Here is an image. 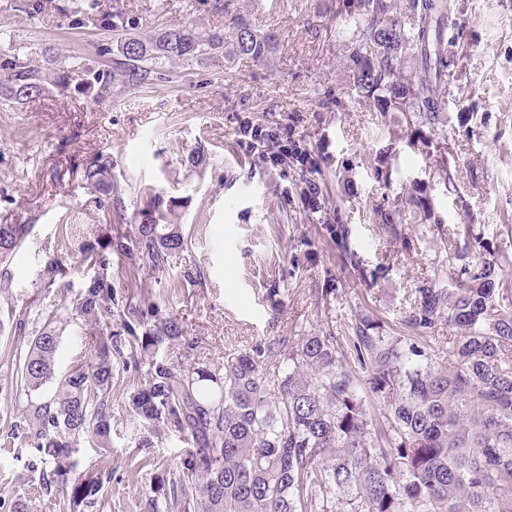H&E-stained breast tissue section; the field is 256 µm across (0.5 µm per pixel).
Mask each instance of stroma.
Wrapping results in <instances>:
<instances>
[{"label":"stroma","instance_id":"35a3bbf8","mask_svg":"<svg viewBox=\"0 0 512 512\" xmlns=\"http://www.w3.org/2000/svg\"><path fill=\"white\" fill-rule=\"evenodd\" d=\"M0 0V54L44 69V89L19 104L0 98V224H23L26 240L0 275V496L30 493L39 512H62L37 483L44 468L33 443L13 435L7 409L16 358L44 312L69 303L88 269L86 245L109 227L128 229L159 193L188 238L163 270L148 259L113 261L119 295L156 301L177 318L174 346L210 367L226 353L317 331L347 333L356 314L379 318L384 335H411L402 316L418 289L455 286L444 239L458 224L496 245L512 225V0H453L448 108L439 123L377 112L349 89L337 28L341 0H98L101 12L135 16L138 30L192 25L225 31L230 16L278 43L263 62L217 57L173 65L174 77L138 87L87 88L83 65L120 58L110 33L72 27L74 0ZM111 48L101 57L98 46ZM249 121L291 126L316 159L324 206L312 212L288 165L272 169L245 154L235 128ZM112 158L121 207L104 220L98 192L81 180L98 154ZM447 155L452 184L436 161ZM426 208L418 210L415 199ZM399 210L398 226L377 208ZM342 221L360 265L342 257L327 227ZM62 272L44 273L47 261ZM331 289L322 297V289ZM27 315L28 326L15 322ZM98 338L82 321L61 329L58 373L93 360ZM141 381L121 371L112 387V446L82 443L84 466L109 460L112 479L96 512H151L189 446L171 428L136 429L130 394Z\"/></svg>","mask_w":512,"mask_h":512}]
</instances>
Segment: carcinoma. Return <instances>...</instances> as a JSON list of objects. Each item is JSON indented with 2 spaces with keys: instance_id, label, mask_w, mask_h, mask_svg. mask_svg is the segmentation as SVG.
Instances as JSON below:
<instances>
[{
  "instance_id": "1",
  "label": "carcinoma",
  "mask_w": 512,
  "mask_h": 512,
  "mask_svg": "<svg viewBox=\"0 0 512 512\" xmlns=\"http://www.w3.org/2000/svg\"><path fill=\"white\" fill-rule=\"evenodd\" d=\"M95 0L71 10L78 27L95 18ZM354 23L344 43L349 84L381 112H411L435 123L445 111L450 0H342ZM97 19V18H95ZM112 33L123 60L109 69L85 68L86 84L106 90L169 78L166 63L230 54L259 62L278 35L259 34L232 17V36L193 26L137 32L126 12L97 19ZM411 74H406V69ZM43 72L18 56L0 57V96L28 99L40 92ZM82 180L107 189L112 158L100 154ZM157 199L153 212L125 232L89 245L86 277L70 311L107 333L96 358L59 375L56 313L19 357L13 433L34 442L48 468L40 488L66 493L64 512H93L112 471H86L76 453L88 439L112 447L114 360L138 370L144 384L130 394L133 419L154 430L176 428L193 448L169 483L184 512H512V265L509 252L489 247L460 224L445 240L458 287L420 288L404 322L432 329L440 320L458 331L442 360L420 336L392 339L379 321L357 314L348 334L310 332L293 344L278 339L224 356V366L176 363L167 351L183 328L152 302L119 305L112 287V256L147 254L160 269L183 249L181 227ZM347 262L344 225L328 227ZM27 227L0 224V264L22 247ZM464 246H459V240ZM474 257L464 262L463 257ZM461 262L455 267V262ZM123 336H112V316ZM283 357L277 375L271 361ZM3 512H36L21 494L0 499Z\"/></svg>"
}]
</instances>
